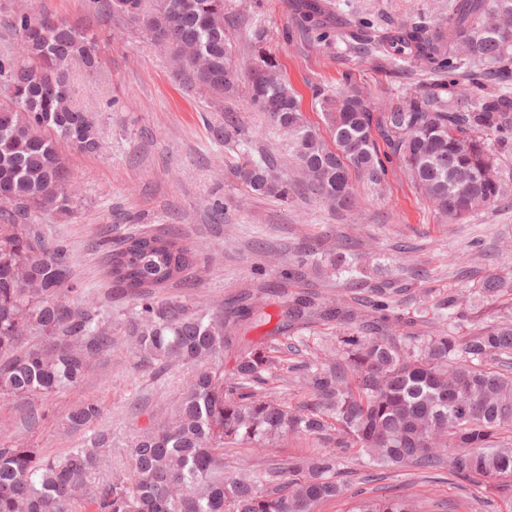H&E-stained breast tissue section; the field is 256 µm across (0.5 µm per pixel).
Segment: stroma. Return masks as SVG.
<instances>
[{
    "instance_id": "35a3bbf8",
    "label": "stroma",
    "mask_w": 512,
    "mask_h": 512,
    "mask_svg": "<svg viewBox=\"0 0 512 512\" xmlns=\"http://www.w3.org/2000/svg\"><path fill=\"white\" fill-rule=\"evenodd\" d=\"M25 1L31 10L90 24L101 36V69L89 75L73 68L71 84L76 105L95 121L104 152L68 154L74 208L67 215L38 216L36 222L71 251L70 278L76 291L67 296V303L109 299L106 324L118 348L94 361L80 384L45 400L46 419L36 430L24 426L25 404L0 397V435H19L46 456H63L84 440L67 430V413L96 400L102 408L96 427L110 436L106 461L90 479L98 485L125 469V452L139 436L170 422L192 368L141 364L130 340L137 307L109 297L112 283L103 250L135 232L174 227L196 251L197 263L187 281L157 289L159 300L219 303L250 292L274 316L299 292L346 293L350 285L341 278L317 272L301 280L286 277L290 262L304 248L324 241L367 267L372 280L407 285L396 301L412 318L410 331L415 335L435 330L433 309L452 290L463 293L466 315L512 313L511 293L490 296L477 286L485 277H512V194L451 223L395 165L381 186L358 183L354 213H333L318 197L301 190L285 203L252 195L235 174L239 148L213 136V127L234 114L260 131L253 151L280 155L284 175H296L281 138L266 130L263 115L249 102L250 44L259 34L298 95L306 121L320 131L325 123L315 103L317 90L338 91L348 77L383 108L413 94L426 78L423 68L413 63L389 66L348 45L328 48L289 37L292 0H229L233 23L227 34L239 48L233 60L238 91L217 103L186 90L158 45L129 23L97 14L91 0ZM333 2L337 10L330 21L335 25L350 15L389 26L419 13L437 18L448 12V0ZM354 331L347 324L313 326L291 339L281 378L269 381V388L299 402L304 392L294 382L296 368ZM358 473L359 482L345 496L323 503L316 512H345L358 493L410 494L421 512H504L506 507L445 469L430 483L408 468L380 474L363 465Z\"/></svg>"
}]
</instances>
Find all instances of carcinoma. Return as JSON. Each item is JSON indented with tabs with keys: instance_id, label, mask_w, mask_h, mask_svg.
Here are the masks:
<instances>
[{
	"instance_id": "cac0c4a2",
	"label": "carcinoma",
	"mask_w": 512,
	"mask_h": 512,
	"mask_svg": "<svg viewBox=\"0 0 512 512\" xmlns=\"http://www.w3.org/2000/svg\"><path fill=\"white\" fill-rule=\"evenodd\" d=\"M93 0L99 11L134 24L152 41L202 47L205 57L182 73L213 100L234 91L226 0ZM288 35L325 45L345 42L389 64L414 62L430 77L408 99L377 111L361 91L317 93L332 144L304 120L276 59L252 45L250 104L267 128L286 137L298 173L333 210L356 205L354 179L379 185L397 159L416 187L450 222L464 220L508 194L498 164L512 149V0H452L448 15L385 28L363 19L327 25L329 6L295 0ZM20 40L0 54V394L29 402L25 426L45 419L36 400L78 384L92 360L112 350L106 304L65 296L71 254L61 240L35 231L37 215L72 209L65 150L102 152L90 117L59 90L68 63L93 75L102 67L98 36L48 15L15 14ZM382 136L380 151L372 130ZM226 143L253 142L256 132L232 115L215 130ZM236 174L255 195L288 201L275 155L242 157ZM328 255L353 285L366 284L361 266ZM197 256L173 231L145 232L109 247L104 263L116 299L139 306L136 353L142 363L195 367L174 422L141 436L128 466L91 490L88 480L105 461L109 437L99 433L62 457H48L17 440L0 438V512H315L342 497L348 481L343 455L379 468L438 469L445 465L476 489L512 503V317L478 319L462 331L463 295L448 293L438 326L427 336H395L401 326L394 282L371 289L367 308L348 294L304 292L288 299L272 329L290 335L312 325L356 323L334 356L315 358L297 380L308 400L262 390L280 376L285 350L239 344V335L270 323L253 295L218 306L158 301L155 289L186 281ZM37 334L41 345L25 348ZM237 348L224 370V352ZM100 414L95 401L69 412L77 432ZM304 435L336 446L288 463L272 459L275 440ZM347 512H418L405 494L362 497Z\"/></svg>"
}]
</instances>
